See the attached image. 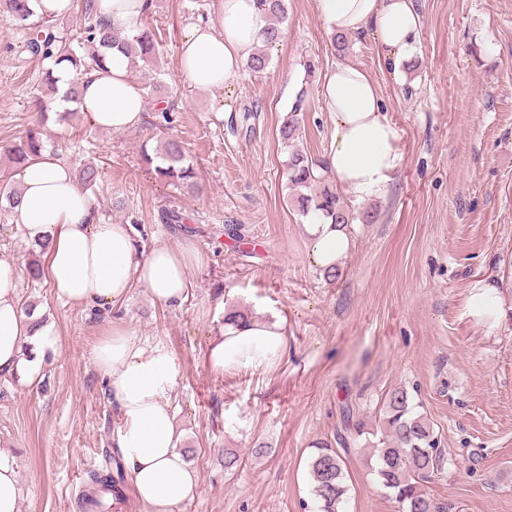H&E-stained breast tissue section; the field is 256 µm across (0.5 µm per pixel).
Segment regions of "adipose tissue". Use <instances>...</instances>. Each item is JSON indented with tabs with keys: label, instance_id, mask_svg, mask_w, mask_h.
Here are the masks:
<instances>
[{
	"label": "adipose tissue",
	"instance_id": "obj_1",
	"mask_svg": "<svg viewBox=\"0 0 512 512\" xmlns=\"http://www.w3.org/2000/svg\"><path fill=\"white\" fill-rule=\"evenodd\" d=\"M330 32L372 31L387 59L400 63L416 48L420 16L414 0H317ZM266 25L260 0H211L207 22L192 25L177 46L180 74L210 94L219 112L228 111L224 92L243 76ZM80 107L89 122L111 132L139 127L145 119L144 89L127 56L113 53L105 70L80 76ZM321 96L332 119L331 143L317 171L357 202L384 195L398 167V138L383 114L376 83L361 67L339 64L322 79ZM19 194L11 209L15 224L33 243L49 241L45 278L56 297L81 304L116 307L137 284L156 301L177 305L189 287L191 245L171 249L136 246L131 227L102 221L98 204L74 179L68 164L45 154L14 174ZM305 231L312 265L327 269L349 250L346 229L310 217ZM276 321L225 326L209 346L215 374L232 366H261L284 346ZM57 344L53 325L40 312H27L19 299V268L0 251V376L39 380L46 350ZM94 361L106 376L116 407L113 445L128 466L134 493L148 512H180L197 487V475L177 448L170 413L176 365L163 348H142L123 330H113L95 348Z\"/></svg>",
	"mask_w": 512,
	"mask_h": 512
}]
</instances>
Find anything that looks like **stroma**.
I'll list each match as a JSON object with an SVG mask.
<instances>
[{
	"instance_id": "stroma-1",
	"label": "stroma",
	"mask_w": 512,
	"mask_h": 512,
	"mask_svg": "<svg viewBox=\"0 0 512 512\" xmlns=\"http://www.w3.org/2000/svg\"><path fill=\"white\" fill-rule=\"evenodd\" d=\"M209 4L153 0L143 24L160 44V88L146 97L140 127L112 133L82 114L46 124L49 153L71 169L100 160L94 196L104 221L132 224L146 250L192 239L198 260L174 307L138 285L120 307L94 309L21 282V301L54 323L58 347L37 384L0 377V452L16 460L20 512H78L89 472L105 470L116 408L93 351L115 327L175 359L178 449L198 475L182 512H312L308 462L324 442L345 461L343 512H399L375 481L370 448L353 440L357 424L378 426L396 388L433 422L448 461L424 486L440 512H512V0H416V50L397 66L369 32L337 54L315 0H286L267 71L245 73L223 114L177 69L183 30ZM343 61L377 84L400 163L385 194L364 204L374 221L351 224L352 247L328 281L307 258V219L289 201L278 128L294 89L308 104L299 146L322 160L332 121L320 82ZM46 67L0 20V147L37 122ZM164 103L198 194L179 195L143 160ZM248 109L258 117L246 126ZM174 204L191 237L161 222ZM228 224L243 225L244 238L225 235ZM482 280L496 285L500 322L470 312ZM230 308L281 320L277 360L211 371L208 346ZM228 449L244 460L232 475Z\"/></svg>"
}]
</instances>
